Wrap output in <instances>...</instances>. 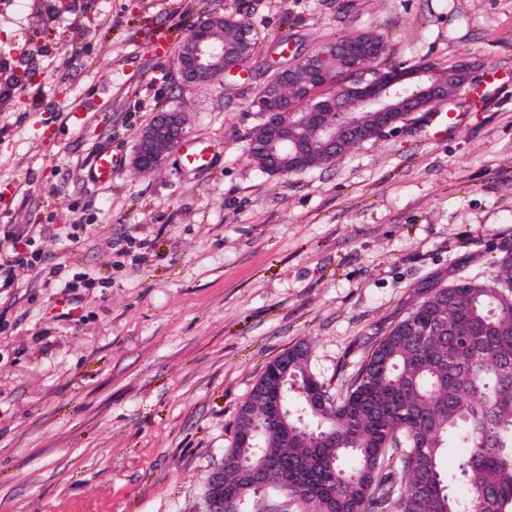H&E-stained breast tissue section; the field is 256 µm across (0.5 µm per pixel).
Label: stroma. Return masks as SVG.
Listing matches in <instances>:
<instances>
[{
    "label": "stroma",
    "instance_id": "obj_1",
    "mask_svg": "<svg viewBox=\"0 0 512 512\" xmlns=\"http://www.w3.org/2000/svg\"><path fill=\"white\" fill-rule=\"evenodd\" d=\"M214 12L247 19L256 52L185 84L179 46ZM35 26L33 0H0V61L32 74L0 100V235L49 232L0 288V512H205L271 360L303 345L344 392L422 280L512 243V0H69ZM360 31L392 62H469L472 85L330 164L260 171V88ZM171 110L180 148L136 172L137 132ZM65 224L82 242L51 238Z\"/></svg>",
    "mask_w": 512,
    "mask_h": 512
}]
</instances>
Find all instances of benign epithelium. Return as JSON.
I'll list each match as a JSON object with an SVG mask.
<instances>
[{"label": "benign epithelium", "instance_id": "benign-epithelium-1", "mask_svg": "<svg viewBox=\"0 0 512 512\" xmlns=\"http://www.w3.org/2000/svg\"><path fill=\"white\" fill-rule=\"evenodd\" d=\"M224 26V15L211 13L202 17L182 41L178 51L182 79L194 85H207L226 72L237 70L245 63V55L255 44L256 33L244 19L236 21L237 43L224 46L215 42V33ZM385 51L382 41L366 32L350 40L327 43L315 52L297 56L294 64L277 71L271 83L260 89L256 105L264 114L258 140L250 142L257 148L259 159L268 171L276 174L283 169L297 171L308 167L307 146L281 117L304 104L307 119L324 127L323 150L334 158L355 146L373 139L372 132L382 134L399 119L414 112L430 109L448 100V89L461 90L470 81V68L455 64L445 71L429 68L404 69L396 76L368 68L373 58ZM329 59L345 63L350 78L336 89L322 82L323 68ZM362 100L375 112V130H370L363 118L350 117L341 128L326 123V116L342 109L348 100ZM187 119L180 111L158 112L140 130L136 138L131 165L149 173L159 169L167 154L186 136ZM205 501L207 512H225L224 465L209 475Z\"/></svg>", "mask_w": 512, "mask_h": 512}]
</instances>
